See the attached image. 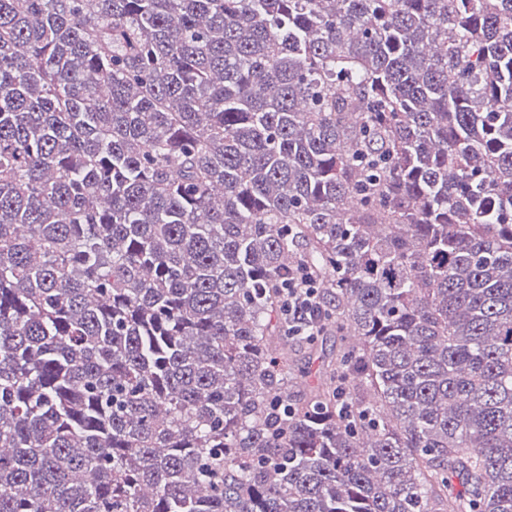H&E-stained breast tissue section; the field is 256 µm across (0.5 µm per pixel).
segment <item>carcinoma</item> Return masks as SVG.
<instances>
[{
  "instance_id": "1",
  "label": "carcinoma",
  "mask_w": 512,
  "mask_h": 512,
  "mask_svg": "<svg viewBox=\"0 0 512 512\" xmlns=\"http://www.w3.org/2000/svg\"><path fill=\"white\" fill-rule=\"evenodd\" d=\"M0 512H512V0H0ZM305 272L292 280H288L284 311L288 315V331L300 335L311 327L312 309L318 304L319 288L313 278Z\"/></svg>"
}]
</instances>
